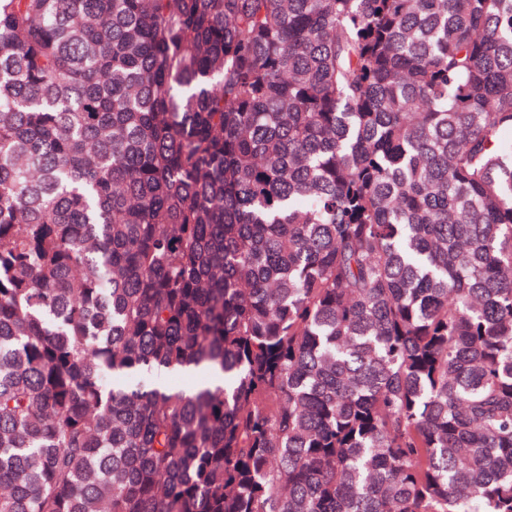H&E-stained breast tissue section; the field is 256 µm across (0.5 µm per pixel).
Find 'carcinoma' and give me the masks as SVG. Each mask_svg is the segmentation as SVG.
<instances>
[{"label": "carcinoma", "instance_id": "1", "mask_svg": "<svg viewBox=\"0 0 512 512\" xmlns=\"http://www.w3.org/2000/svg\"><path fill=\"white\" fill-rule=\"evenodd\" d=\"M0 512H512V0H0Z\"/></svg>", "mask_w": 512, "mask_h": 512}]
</instances>
